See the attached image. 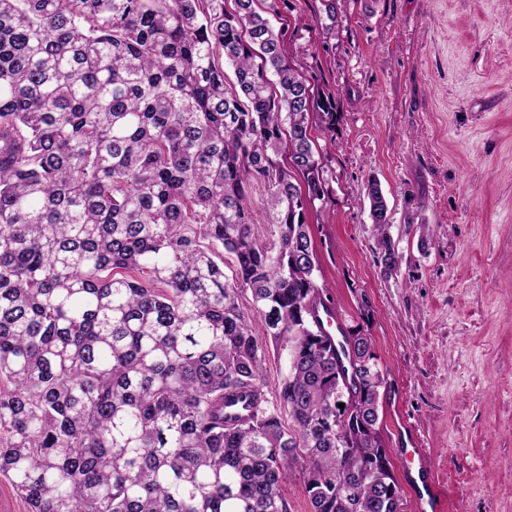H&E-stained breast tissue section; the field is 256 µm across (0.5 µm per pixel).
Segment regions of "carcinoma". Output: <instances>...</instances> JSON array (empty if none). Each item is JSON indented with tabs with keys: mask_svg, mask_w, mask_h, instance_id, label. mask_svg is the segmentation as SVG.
I'll return each mask as SVG.
<instances>
[{
	"mask_svg": "<svg viewBox=\"0 0 512 512\" xmlns=\"http://www.w3.org/2000/svg\"><path fill=\"white\" fill-rule=\"evenodd\" d=\"M258 2L0 0V476L30 512H289L297 462L311 512H397L371 340L314 319L333 114ZM248 201L253 211L254 234L260 243L271 240L270 229L267 224V194L261 184H253L248 190ZM239 305L246 316L249 317L253 331L259 339L262 351V372L264 391L271 402L275 401L278 384L287 372L284 355L277 354L276 347L270 339L264 336L262 322L253 310L249 290H239Z\"/></svg>",
	"mask_w": 512,
	"mask_h": 512,
	"instance_id": "1",
	"label": "carcinoma"
}]
</instances>
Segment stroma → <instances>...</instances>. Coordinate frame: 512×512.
Wrapping results in <instances>:
<instances>
[{
  "label": "stroma",
  "mask_w": 512,
  "mask_h": 512,
  "mask_svg": "<svg viewBox=\"0 0 512 512\" xmlns=\"http://www.w3.org/2000/svg\"><path fill=\"white\" fill-rule=\"evenodd\" d=\"M328 196L307 223L318 281L385 376L379 422L405 512L421 448L438 512H512V0H280ZM377 181L399 264L369 212ZM264 390L287 372L249 290ZM405 456L409 462L405 467L407 477L415 482H417L418 479L422 486H424V484L431 483L433 478L432 471L429 466L421 459L420 448H405ZM415 461L417 463L414 466ZM414 474L417 476V478Z\"/></svg>",
  "instance_id": "1"
}]
</instances>
